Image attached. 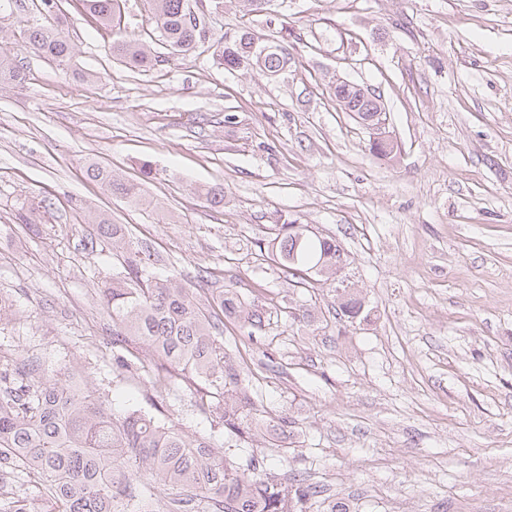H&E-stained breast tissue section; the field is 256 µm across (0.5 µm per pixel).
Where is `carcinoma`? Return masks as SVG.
Listing matches in <instances>:
<instances>
[{"label": "carcinoma", "instance_id": "1", "mask_svg": "<svg viewBox=\"0 0 512 512\" xmlns=\"http://www.w3.org/2000/svg\"><path fill=\"white\" fill-rule=\"evenodd\" d=\"M77 2L82 17L106 28L120 25L122 0ZM150 4V23L169 47L168 54H185L205 38V31L188 18V0ZM36 9L39 18L19 27L16 43L67 68L74 46L59 27L60 0H39ZM112 56L143 71L161 62L141 41L125 38L112 42ZM217 60L226 70L256 66L276 77L289 67L291 57L288 46L258 42L250 29L241 27L217 40ZM24 79L17 56L0 46V84ZM86 174L126 203L145 204L139 184L117 178L112 168L90 161ZM94 224L96 235L111 240L112 249L121 254L125 272L102 291V303L112 316V335L138 337L150 359L163 361L167 370L158 374V382L175 373L204 383L197 390L196 405L202 414L222 422L228 438L241 442L264 434L277 442L288 422L281 419L262 430L253 425V401L241 386L240 370L224 351L219 315L199 306L193 292L180 283L146 277L150 255L125 248L123 228L108 215L99 214ZM270 247V260L286 277L313 273L325 282L336 280L343 253L335 240L310 234L303 224L285 222ZM217 306L253 327L262 325V313L230 289L217 298ZM2 464H21L37 474L59 512H115L119 499L136 512L154 490L166 492L167 512H314L320 494L313 484L277 481L254 457L243 469L234 466L211 433L189 435L138 411L116 419L90 393L47 377L26 382L0 375Z\"/></svg>", "mask_w": 512, "mask_h": 512}]
</instances>
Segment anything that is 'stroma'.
I'll return each mask as SVG.
<instances>
[{"instance_id": "1", "label": "stroma", "mask_w": 512, "mask_h": 512, "mask_svg": "<svg viewBox=\"0 0 512 512\" xmlns=\"http://www.w3.org/2000/svg\"><path fill=\"white\" fill-rule=\"evenodd\" d=\"M69 69L27 50L0 85V370L26 363L88 384L116 415L161 412L214 431L188 382L154 387L113 341L99 294L119 275L95 214L151 252L149 270L207 302L224 288L262 308L224 319L256 419L288 437L240 444L355 512H512V0H270L199 17L208 38L142 72L113 59L116 35L147 40L146 0L120 32L63 0ZM249 25L284 40L288 72H227L213 38ZM380 95L401 151L376 158L336 103L339 81ZM138 180L135 208L83 172ZM224 190L212 208L198 188ZM38 204L29 226L20 207ZM336 240L364 309L340 315L333 282L297 285L268 257L276 223ZM8 512H49L26 470L0 471Z\"/></svg>"}]
</instances>
